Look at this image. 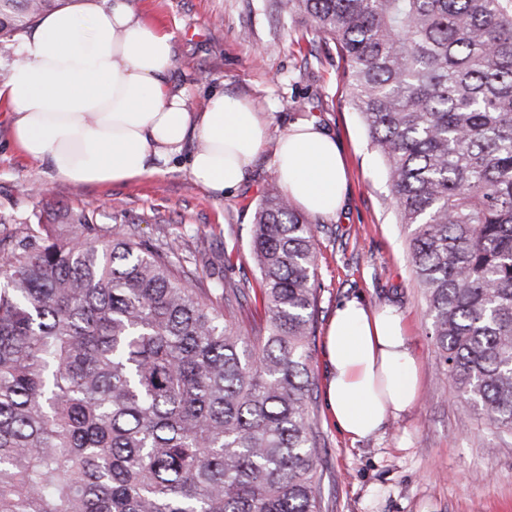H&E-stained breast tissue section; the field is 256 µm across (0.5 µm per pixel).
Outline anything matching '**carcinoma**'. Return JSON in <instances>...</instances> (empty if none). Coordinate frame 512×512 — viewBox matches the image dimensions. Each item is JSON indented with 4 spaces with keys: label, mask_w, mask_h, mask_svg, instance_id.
<instances>
[{
    "label": "carcinoma",
    "mask_w": 512,
    "mask_h": 512,
    "mask_svg": "<svg viewBox=\"0 0 512 512\" xmlns=\"http://www.w3.org/2000/svg\"><path fill=\"white\" fill-rule=\"evenodd\" d=\"M54 2L0 0V37ZM270 6L334 40L412 228L437 373L512 433V0ZM34 217L0 266V512H322L315 225L279 185L253 217L250 331L184 283L175 243L79 244Z\"/></svg>",
    "instance_id": "cac0c4a2"
}]
</instances>
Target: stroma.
<instances>
[{"label": "stroma", "instance_id": "stroma-1", "mask_svg": "<svg viewBox=\"0 0 512 512\" xmlns=\"http://www.w3.org/2000/svg\"><path fill=\"white\" fill-rule=\"evenodd\" d=\"M144 17L173 32L175 79L193 107L216 91L269 113L266 145L241 185L218 197L193 182L185 155L141 181L109 187L51 179L46 163L16 150L0 105V254L16 248L49 207L58 215L92 204L87 238L159 245L177 240L197 287L256 285L249 256L253 215L276 176L278 137L301 120L333 136L347 162L349 190L336 218L316 225L318 315L311 338L320 427L323 512H512V435L494 433L468 410L449 382L436 379L429 319L408 258L411 230L398 221L388 169L355 109L334 42L301 15L273 12L268 0H133ZM48 186L49 198L28 195ZM362 300L370 309L403 314L421 365L422 395L408 413L373 437L354 442L340 432L326 402V328L337 304Z\"/></svg>", "mask_w": 512, "mask_h": 512}]
</instances>
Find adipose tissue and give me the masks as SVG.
Instances as JSON below:
<instances>
[{"label": "adipose tissue", "instance_id": "ef3b65f1", "mask_svg": "<svg viewBox=\"0 0 512 512\" xmlns=\"http://www.w3.org/2000/svg\"><path fill=\"white\" fill-rule=\"evenodd\" d=\"M0 102L12 139L64 181L128 184L160 172L187 140L194 181L214 195L237 188L262 151L269 115L247 100L213 94L187 107L171 83L172 32L150 23L132 0H76L41 16L11 44ZM272 166L288 197L335 217L347 192L333 137L304 121L281 134ZM328 401L338 427L358 440L419 401L420 366L402 316L358 299L336 310L327 334Z\"/></svg>", "mask_w": 512, "mask_h": 512}]
</instances>
